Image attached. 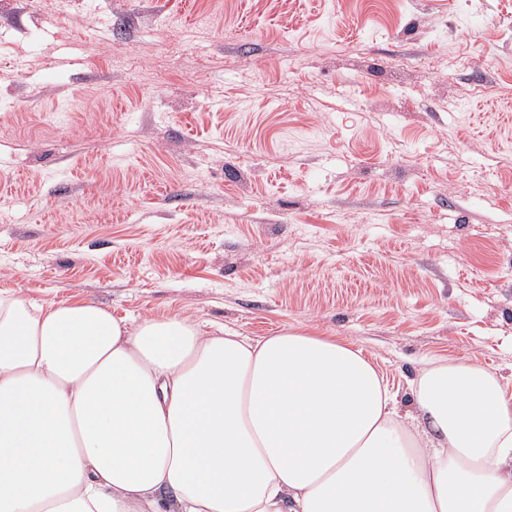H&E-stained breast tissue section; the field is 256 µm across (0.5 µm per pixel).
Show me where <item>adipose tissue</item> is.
Wrapping results in <instances>:
<instances>
[{
    "mask_svg": "<svg viewBox=\"0 0 512 512\" xmlns=\"http://www.w3.org/2000/svg\"><path fill=\"white\" fill-rule=\"evenodd\" d=\"M0 512H512V389L362 349L0 291Z\"/></svg>",
    "mask_w": 512,
    "mask_h": 512,
    "instance_id": "obj_1",
    "label": "adipose tissue"
}]
</instances>
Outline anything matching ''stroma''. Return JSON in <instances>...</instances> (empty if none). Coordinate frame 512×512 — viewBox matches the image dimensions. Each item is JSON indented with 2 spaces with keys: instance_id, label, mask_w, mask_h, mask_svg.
I'll return each instance as SVG.
<instances>
[{
  "instance_id": "1",
  "label": "stroma",
  "mask_w": 512,
  "mask_h": 512,
  "mask_svg": "<svg viewBox=\"0 0 512 512\" xmlns=\"http://www.w3.org/2000/svg\"><path fill=\"white\" fill-rule=\"evenodd\" d=\"M0 290L512 378V0H0Z\"/></svg>"
}]
</instances>
